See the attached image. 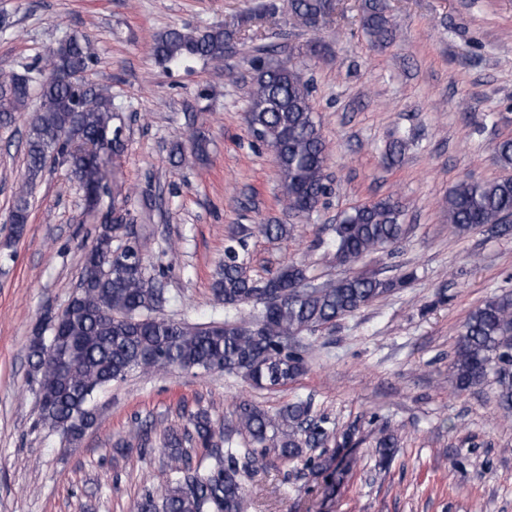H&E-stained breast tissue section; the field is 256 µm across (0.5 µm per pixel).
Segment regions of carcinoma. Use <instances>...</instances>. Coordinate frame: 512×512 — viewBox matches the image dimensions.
<instances>
[{"instance_id":"obj_1","label":"carcinoma","mask_w":512,"mask_h":512,"mask_svg":"<svg viewBox=\"0 0 512 512\" xmlns=\"http://www.w3.org/2000/svg\"><path fill=\"white\" fill-rule=\"evenodd\" d=\"M330 0H288V12L301 25L315 27L332 10ZM363 25L377 44H388L395 30L384 0H363ZM236 31L222 25L170 28L153 38L152 56L161 68H186L194 61L220 66L224 50L236 43ZM96 59L93 40L70 32L41 63L0 72V126L21 120L26 126L23 183L31 185L68 158L70 176L84 191L103 187L111 158L125 149L122 123L112 97L82 78ZM265 63L249 90L252 128L275 152L283 203L288 213L310 214L326 194L327 144L316 121L310 90L295 62L273 63L264 49L251 64ZM199 159L209 156L204 132H189L175 143L170 162L182 161L184 146ZM493 159L512 169V139L496 143ZM448 224L459 234L480 227L507 233L503 218L512 213V175L493 181L463 180L449 193ZM27 193L16 196L9 212L13 236L28 224ZM403 210L392 197L364 203L345 213L334 227L336 259L352 272L306 287L307 268L300 262L279 267L265 278L248 270L246 243L232 235L224 247V265L213 283L224 303V322L189 325L156 316L167 301L163 285L147 275L140 238L112 246V226H99L85 252L83 274L57 319L32 336L28 363L37 384L38 421L76 442L95 422L94 395L129 373L184 370H231L256 388L288 385L306 368L296 347L387 293L396 283L354 270L370 253L398 243L406 232ZM252 304L247 317L230 311ZM459 392L492 383L503 412H512V295L495 296L473 310L464 322L452 361ZM233 431H243L257 446L272 448L284 460L323 448L333 438L325 416L311 402L298 400L270 414L241 400L234 407ZM192 430L163 437V463L170 479L159 492L148 491L136 512H243L242 475L253 453L232 447L224 427L208 411L188 415ZM207 451L206 463L192 465L188 445Z\"/></svg>"}]
</instances>
